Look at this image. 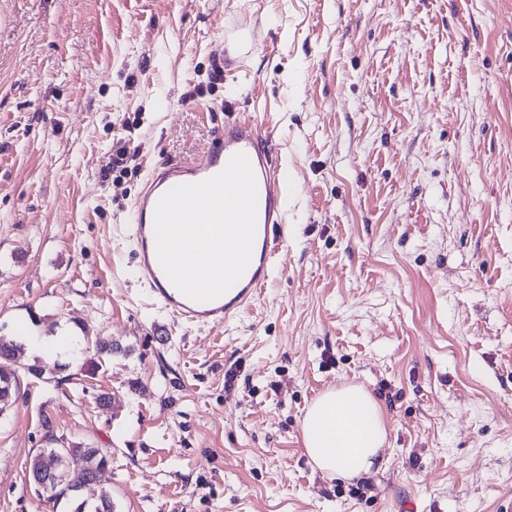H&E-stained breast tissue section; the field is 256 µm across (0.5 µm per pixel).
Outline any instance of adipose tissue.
Wrapping results in <instances>:
<instances>
[{"instance_id": "obj_1", "label": "adipose tissue", "mask_w": 512, "mask_h": 512, "mask_svg": "<svg viewBox=\"0 0 512 512\" xmlns=\"http://www.w3.org/2000/svg\"><path fill=\"white\" fill-rule=\"evenodd\" d=\"M301 433L316 467L344 478L370 472L386 438L379 404L357 385L321 394L306 411Z\"/></svg>"}]
</instances>
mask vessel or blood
<instances>
[{
  "instance_id": "obj_1",
  "label": "vessel or blood",
  "mask_w": 512,
  "mask_h": 512,
  "mask_svg": "<svg viewBox=\"0 0 512 512\" xmlns=\"http://www.w3.org/2000/svg\"><path fill=\"white\" fill-rule=\"evenodd\" d=\"M245 154L257 185L256 236L249 266L222 296L196 301L176 289L161 268L156 252L154 213L160 198L181 184L196 183L221 172L235 154ZM288 175L252 118L225 122L203 160L156 163L132 208L137 279L167 312L187 324L219 325L247 307L270 279L274 242L285 227Z\"/></svg>"
}]
</instances>
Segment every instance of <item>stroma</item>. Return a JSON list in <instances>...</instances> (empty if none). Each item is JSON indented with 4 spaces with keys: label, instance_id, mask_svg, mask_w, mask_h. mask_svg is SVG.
<instances>
[{
    "label": "stroma",
    "instance_id": "obj_1",
    "mask_svg": "<svg viewBox=\"0 0 512 512\" xmlns=\"http://www.w3.org/2000/svg\"><path fill=\"white\" fill-rule=\"evenodd\" d=\"M240 115L288 236L248 310L189 326L136 278L132 204ZM0 335L120 347L20 373L0 512H52V437L108 449L115 512H512V0H0ZM345 385L387 426L352 480L300 429Z\"/></svg>",
    "mask_w": 512,
    "mask_h": 512
}]
</instances>
